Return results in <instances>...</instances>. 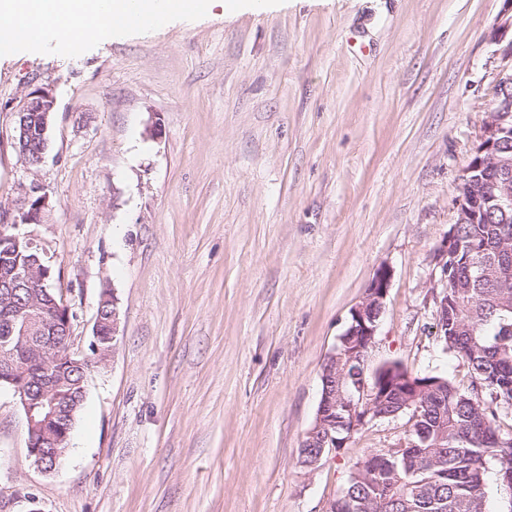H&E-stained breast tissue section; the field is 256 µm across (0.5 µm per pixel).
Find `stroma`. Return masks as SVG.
<instances>
[{
  "mask_svg": "<svg viewBox=\"0 0 512 512\" xmlns=\"http://www.w3.org/2000/svg\"><path fill=\"white\" fill-rule=\"evenodd\" d=\"M503 7L279 0L0 55V224L50 266L80 357L104 292L120 312L55 471L0 389V512H325L412 430L374 421L297 464L323 360L382 265L374 361L468 386L435 335L436 253L495 99ZM38 87L57 110L28 165L15 125ZM37 193L42 223H21Z\"/></svg>",
  "mask_w": 512,
  "mask_h": 512,
  "instance_id": "35a3bbf8",
  "label": "stroma"
}]
</instances>
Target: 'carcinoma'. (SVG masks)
<instances>
[{
    "mask_svg": "<svg viewBox=\"0 0 512 512\" xmlns=\"http://www.w3.org/2000/svg\"><path fill=\"white\" fill-rule=\"evenodd\" d=\"M23 313L38 322L49 317L29 306L28 288L12 287ZM438 342L467 365L462 389L443 374L408 373L395 360L380 376L391 390L377 410L394 418L418 398L409 446L387 448L380 458L354 464L359 478L336 498V512H488L486 477L497 467V487L512 504V429L502 415L512 408V211L498 224H462L448 252V328Z\"/></svg>",
    "mask_w": 512,
    "mask_h": 512,
    "instance_id": "carcinoma-1",
    "label": "carcinoma"
}]
</instances>
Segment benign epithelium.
I'll list each match as a JSON object with an SVG mask.
<instances>
[{
    "instance_id": "1",
    "label": "benign epithelium",
    "mask_w": 512,
    "mask_h": 512,
    "mask_svg": "<svg viewBox=\"0 0 512 512\" xmlns=\"http://www.w3.org/2000/svg\"><path fill=\"white\" fill-rule=\"evenodd\" d=\"M505 7L494 30L493 40L498 45L502 69L496 88V99L487 112L483 132L473 157L461 176L455 223L480 224L490 215L512 208V0H504ZM40 115L38 125H26L27 113ZM55 112L57 99L48 88L29 92L17 113L21 118L22 139L28 145L19 152L24 163H29L28 151L43 159ZM48 207V199L40 195L30 200L22 213L21 223L38 224ZM25 244L33 255L19 262L15 260L20 244ZM50 268L42 264L40 252L26 235H0V280L7 284H21L40 290L49 276ZM391 282V270L382 265L372 278L365 296L350 309L346 336L361 339L356 351L362 358L361 369L354 370L355 388L336 400V359L339 348L326 357L321 372V393L314 422L306 436L318 439L317 448L308 449L301 442L303 467L314 470L324 455L345 447L347 440L336 441L333 431L340 428L354 434L372 414L375 391L366 377L367 361L375 347L379 319ZM100 305L110 307L107 319L96 316L92 349L97 359L106 360L114 351L118 333L119 311L115 297L106 294ZM53 328L31 330L22 328V338L16 347L0 353V386L8 385L19 396L27 421L28 452L33 464L45 472L58 466L66 450L60 449L69 438L71 418L61 413L58 404L60 390L71 371L86 374L89 360L71 352L72 319L67 305L52 301Z\"/></svg>"
}]
</instances>
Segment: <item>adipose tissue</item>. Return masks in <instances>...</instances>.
Wrapping results in <instances>:
<instances>
[{
    "instance_id": "adipose-tissue-1",
    "label": "adipose tissue",
    "mask_w": 512,
    "mask_h": 512,
    "mask_svg": "<svg viewBox=\"0 0 512 512\" xmlns=\"http://www.w3.org/2000/svg\"><path fill=\"white\" fill-rule=\"evenodd\" d=\"M128 9V0H0V51L106 42L127 31Z\"/></svg>"
}]
</instances>
